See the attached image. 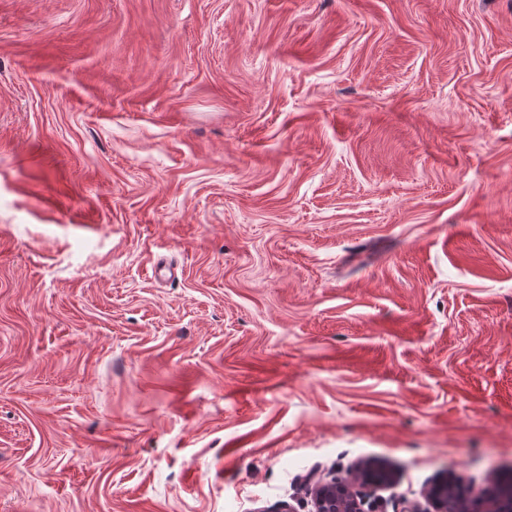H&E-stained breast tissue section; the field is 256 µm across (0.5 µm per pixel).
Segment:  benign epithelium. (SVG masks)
Returning a JSON list of instances; mask_svg holds the SVG:
<instances>
[{"label":"benign epithelium","mask_w":512,"mask_h":512,"mask_svg":"<svg viewBox=\"0 0 512 512\" xmlns=\"http://www.w3.org/2000/svg\"><path fill=\"white\" fill-rule=\"evenodd\" d=\"M395 481V473L386 466L367 465L353 471L344 481L319 483L312 488L313 512H380V505L358 496L353 485L384 489ZM457 483L456 478L450 477L430 486L424 492L429 507L406 501L403 512H512V474L499 479L484 494L455 505L448 495Z\"/></svg>","instance_id":"benign-epithelium-1"}]
</instances>
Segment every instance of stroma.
<instances>
[{"instance_id": "35a3bbf8", "label": "stroma", "mask_w": 512, "mask_h": 512, "mask_svg": "<svg viewBox=\"0 0 512 512\" xmlns=\"http://www.w3.org/2000/svg\"><path fill=\"white\" fill-rule=\"evenodd\" d=\"M366 462L512 473V0H0V512Z\"/></svg>"}]
</instances>
